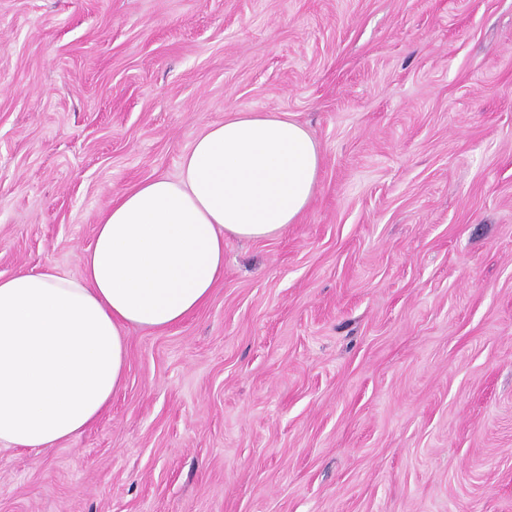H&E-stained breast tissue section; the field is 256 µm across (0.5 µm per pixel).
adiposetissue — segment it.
I'll list each match as a JSON object with an SVG mask.
<instances>
[{
	"instance_id": "1",
	"label": "adipose tissue",
	"mask_w": 512,
	"mask_h": 512,
	"mask_svg": "<svg viewBox=\"0 0 512 512\" xmlns=\"http://www.w3.org/2000/svg\"><path fill=\"white\" fill-rule=\"evenodd\" d=\"M321 156L284 113L235 112L183 154L177 177L125 191L72 276L50 267L0 278V444L49 448L81 435L125 380L127 326L165 331L224 278V239L297 223Z\"/></svg>"
}]
</instances>
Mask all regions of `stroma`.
I'll return each instance as SVG.
<instances>
[{
	"label": "stroma",
	"mask_w": 512,
	"mask_h": 512,
	"mask_svg": "<svg viewBox=\"0 0 512 512\" xmlns=\"http://www.w3.org/2000/svg\"><path fill=\"white\" fill-rule=\"evenodd\" d=\"M232 112L308 129L310 206L0 445V512H512V0H0V277L79 275Z\"/></svg>",
	"instance_id": "35a3bbf8"
}]
</instances>
